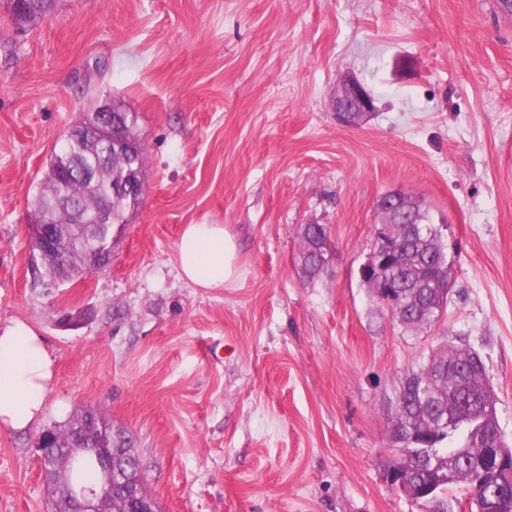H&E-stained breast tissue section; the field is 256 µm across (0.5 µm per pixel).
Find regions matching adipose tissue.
<instances>
[{
    "instance_id": "adipose-tissue-1",
    "label": "adipose tissue",
    "mask_w": 512,
    "mask_h": 512,
    "mask_svg": "<svg viewBox=\"0 0 512 512\" xmlns=\"http://www.w3.org/2000/svg\"><path fill=\"white\" fill-rule=\"evenodd\" d=\"M236 244L220 224H190L176 251L181 275L200 288H220L235 273ZM54 365L44 341L28 323L0 329V425L21 432L44 406Z\"/></svg>"
}]
</instances>
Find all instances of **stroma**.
Here are the masks:
<instances>
[{
  "mask_svg": "<svg viewBox=\"0 0 512 512\" xmlns=\"http://www.w3.org/2000/svg\"><path fill=\"white\" fill-rule=\"evenodd\" d=\"M353 73L369 121L337 122ZM99 85L137 116L142 202L111 264L51 282L36 185ZM422 200L453 255L431 331L359 278L378 199ZM238 245L220 288L183 280L184 226ZM324 224L333 272L297 269ZM43 336L37 424L0 426V512H47L40 433L79 406L133 434L159 512H419L383 479L401 380L431 349L483 356L512 443V17L496 0H57L0 8V327ZM328 233L327 226L324 224H308V228L303 231L301 227V249L299 255L305 256L304 265L299 267L304 277L315 280L327 273V269L322 268L323 258L320 252L323 237Z\"/></svg>",
  "mask_w": 512,
  "mask_h": 512,
  "instance_id": "stroma-1",
  "label": "stroma"
}]
</instances>
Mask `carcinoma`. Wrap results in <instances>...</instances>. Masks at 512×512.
Segmentation results:
<instances>
[{
  "label": "carcinoma",
  "instance_id": "carcinoma-1",
  "mask_svg": "<svg viewBox=\"0 0 512 512\" xmlns=\"http://www.w3.org/2000/svg\"><path fill=\"white\" fill-rule=\"evenodd\" d=\"M117 135L129 143L139 142L136 116L123 112ZM121 178L122 172L115 166L105 165L97 184L91 188L48 169L38 183L36 211L52 210L60 216L67 215L71 208L90 212ZM414 204L412 223L390 225L394 262L382 274L401 288L410 301L406 308L391 311L392 318L418 334L436 326L447 311L454 259L448 257L441 227L430 222L428 210L419 201ZM327 233V226L323 224H310L300 232V254L305 256L300 271L310 280L327 273L322 268L320 252L321 240ZM56 245L76 272L84 275L88 260L72 240L59 238ZM497 402L482 356L463 343L433 350L418 368L405 375L397 396L398 409L390 422L389 437L392 447L403 449V470L410 478L420 484H433L432 498L417 502L423 512H434L433 499L448 500V491L455 487H464L471 498L486 494L489 473L480 470L477 461L484 456L487 441L499 434ZM90 412L102 423L109 424L104 412L83 406L64 424L51 428L58 454L43 463L51 512H68L63 487L83 485V476L91 470L98 472L97 482L92 487L103 490L102 512H128L126 501L104 486V476L96 459L86 454L77 441L78 429ZM448 413L468 417L452 435L438 432L439 418ZM455 434L461 437V444L452 448L444 446ZM422 448H439L442 453L451 454L453 478L446 475L440 478L429 471L420 458Z\"/></svg>",
  "mask_w": 512,
  "mask_h": 512
}]
</instances>
